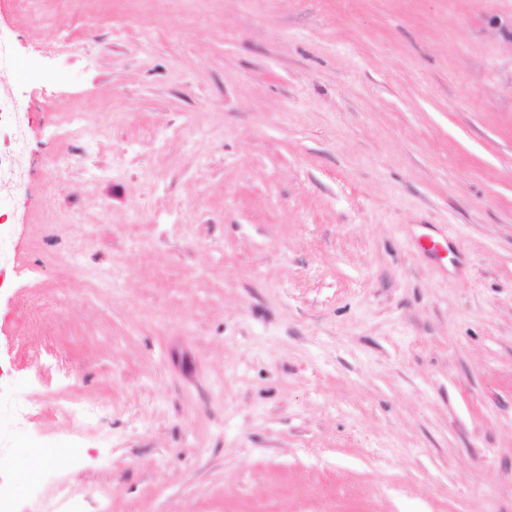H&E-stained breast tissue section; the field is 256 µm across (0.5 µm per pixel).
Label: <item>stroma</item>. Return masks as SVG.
<instances>
[{"mask_svg":"<svg viewBox=\"0 0 512 512\" xmlns=\"http://www.w3.org/2000/svg\"><path fill=\"white\" fill-rule=\"evenodd\" d=\"M0 59L43 496L512 512V0H0Z\"/></svg>","mask_w":512,"mask_h":512,"instance_id":"1","label":"stroma"}]
</instances>
